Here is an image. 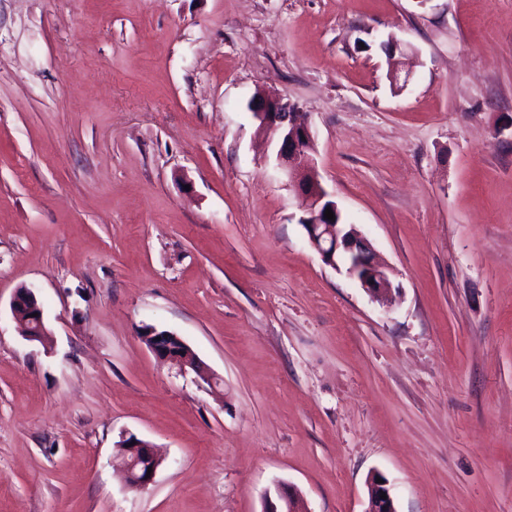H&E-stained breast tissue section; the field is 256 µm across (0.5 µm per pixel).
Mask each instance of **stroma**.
Wrapping results in <instances>:
<instances>
[{"mask_svg": "<svg viewBox=\"0 0 512 512\" xmlns=\"http://www.w3.org/2000/svg\"><path fill=\"white\" fill-rule=\"evenodd\" d=\"M259 89L391 302L310 246ZM376 472L397 512H512V0H0V512H364ZM11 312L13 318L18 322V319H21L23 315L26 317L24 322L26 324L27 334H23V336L27 337L29 340L35 341L38 339V335L42 334L46 329V325L43 317V309L38 302L36 293L30 287L18 288L13 296V299L10 304ZM21 310L23 312H21ZM38 313V316L31 317V314ZM28 322H30L28 324ZM29 327H35L33 331L35 335L30 333ZM157 337H160V340H157ZM142 338L143 340L153 339L148 348L157 358L178 368L181 372L189 368L211 384V375L205 373L202 367L199 368L197 361L193 363L190 348L180 337L166 330L163 332L151 330L148 335ZM121 450L132 448V453L124 454V468L127 482L131 487L144 488L154 481L158 469L163 464L164 458L158 454L154 446L143 440L129 436ZM148 467H151L150 477H147ZM262 512H307V510L303 507L301 497L288 489V492L279 491L274 499L270 494H266Z\"/></svg>", "mask_w": 512, "mask_h": 512, "instance_id": "obj_1", "label": "stroma"}]
</instances>
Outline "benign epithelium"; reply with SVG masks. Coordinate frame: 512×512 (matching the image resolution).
<instances>
[{
    "label": "benign epithelium",
    "instance_id": "7a95c632",
    "mask_svg": "<svg viewBox=\"0 0 512 512\" xmlns=\"http://www.w3.org/2000/svg\"><path fill=\"white\" fill-rule=\"evenodd\" d=\"M250 106L259 130L279 133L276 162L289 182L308 202L307 215L299 219V224L304 228L309 244L325 264L338 270L345 269L372 299H385L394 289L392 281L377 261L370 242L359 233L355 225L339 223L340 209L318 178L312 155L314 135L308 114L284 97L270 96L259 90L252 96ZM328 208L334 213L335 219L325 218ZM10 307L14 319L23 317L34 328V333H27L25 337L31 341L37 340L46 325L43 309L34 290L30 287L17 289ZM146 338L152 339L149 349L160 360L181 372L191 369L207 381H212L211 375L192 360L187 344L174 333L154 330ZM125 447L132 449V452L124 454L128 484L134 488L148 486L154 481L164 458L152 444L132 435L126 438ZM377 478L379 475L374 474L366 482L368 503L365 512H397L388 483H379ZM383 494L386 495L384 499L381 498ZM262 512L307 510L298 494L280 491L274 498L269 495L264 497Z\"/></svg>",
    "mask_w": 512,
    "mask_h": 512
}]
</instances>
